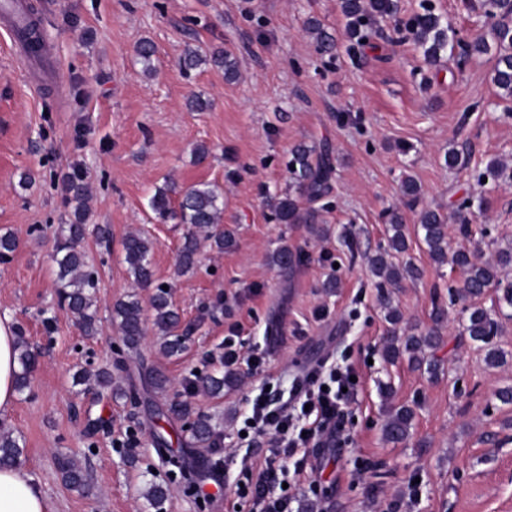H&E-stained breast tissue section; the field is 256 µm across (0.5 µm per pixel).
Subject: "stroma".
<instances>
[{
  "label": "stroma",
  "instance_id": "35a3bbf8",
  "mask_svg": "<svg viewBox=\"0 0 512 512\" xmlns=\"http://www.w3.org/2000/svg\"><path fill=\"white\" fill-rule=\"evenodd\" d=\"M37 33L49 39L63 70L60 82L33 92L0 41V234L18 249L0 261V319L23 327L39 353L28 390L0 417L25 448L20 467L49 497L53 512H250L237 484L255 479L244 454L264 455L265 439L251 450L239 432L260 388L287 391L325 357L351 365L357 378L332 447L310 458L294 489L295 512H512V405L495 398L512 387V321L497 343L503 365L490 368L458 328L460 306L448 289L460 280L450 266L429 258L413 239L422 210L448 221L451 249L481 250L492 259L512 245V179L478 183V170L512 156V100L491 81L490 56L466 69L442 60L427 66L407 30L422 4H431L469 38L491 39V24L466 0H398L397 19L380 18L370 45L356 54L340 0H43ZM318 21L336 39L335 57L320 56L307 31ZM153 42L152 71L135 48ZM223 48L237 61L227 80L210 65L183 72L186 46ZM212 103L189 110L192 96ZM306 143L328 150L333 172L326 196L315 202L320 237L308 224H280L272 197L294 191L287 168L291 148ZM205 145L208 157L191 150ZM460 162L448 167L449 152ZM82 169L93 185L92 221L110 225L109 246L85 243L98 264V336L83 335L58 304L54 232L68 208L62 177ZM34 183L19 185L22 173ZM412 176L418 201L404 196ZM200 181L224 191V228L234 242L224 251L202 246L199 266L175 276L187 225L161 222L149 199L166 182ZM482 200L471 221L485 236H461L457 203ZM398 211L409 254L422 271L395 294L403 320L390 324L361 256L386 241L383 215ZM141 230L153 243L156 282L170 285L185 333L176 357L159 349L146 330L128 357L111 318L117 300L150 289L134 283L123 261L122 239ZM306 260L291 270L271 265L281 245ZM335 278V292L322 283ZM446 303L442 343L434 356L438 378L407 361L385 363L387 338L427 331L434 302ZM236 336L242 354L261 352L265 364L223 362L224 339ZM110 368L113 389L85 388L75 374ZM163 371L168 393L147 391L142 368ZM234 374L237 383L214 397L190 385L210 375ZM393 387L384 399L380 383ZM189 401L210 418L211 444H195L185 421L167 412L172 399ZM408 406L414 419L407 441L383 436L390 407ZM181 455L201 490L187 494L171 475L163 452ZM71 456L89 472L84 490L67 486L57 460ZM166 487L161 505L149 484Z\"/></svg>",
  "mask_w": 512,
  "mask_h": 512
}]
</instances>
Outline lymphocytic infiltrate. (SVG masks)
I'll list each match as a JSON object with an SVG mask.
<instances>
[{
  "label": "lymphocytic infiltrate",
  "mask_w": 512,
  "mask_h": 512,
  "mask_svg": "<svg viewBox=\"0 0 512 512\" xmlns=\"http://www.w3.org/2000/svg\"><path fill=\"white\" fill-rule=\"evenodd\" d=\"M352 375L350 367L332 364L294 381L287 397L272 400L263 392L254 396L247 437L268 438L269 448L258 479L240 489L251 502V512H292L293 499L283 484L290 473L305 471L309 449L337 436Z\"/></svg>",
  "instance_id": "1"
}]
</instances>
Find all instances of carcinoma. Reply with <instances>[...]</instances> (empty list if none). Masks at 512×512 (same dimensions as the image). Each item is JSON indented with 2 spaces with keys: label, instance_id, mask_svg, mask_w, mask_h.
Here are the masks:
<instances>
[{
  "label": "carcinoma",
  "instance_id": "cac0c4a2",
  "mask_svg": "<svg viewBox=\"0 0 512 512\" xmlns=\"http://www.w3.org/2000/svg\"><path fill=\"white\" fill-rule=\"evenodd\" d=\"M341 11L346 20L347 32L353 44L360 46L362 41L371 38L376 17L391 16L396 12L394 0H341ZM480 7L485 17L493 21L494 44L483 39L463 40L458 31L451 27L448 19L425 5L422 12L411 18L406 26L413 33L416 48L430 65H437L447 57L461 67V61L470 60L476 55H492L494 59L493 83L502 97L512 98V4L509 0H481ZM308 31L315 41L316 50L322 55H332L335 43L316 20L308 22ZM139 62L144 69H152L155 47L149 41L141 42L136 49ZM209 61L224 71V77L234 78L236 60L222 49H214L203 55L197 49L185 50L181 67L188 71ZM288 169L295 176L297 193H286L276 198L274 214L281 224H313L315 211L302 206L301 198L315 202L323 197L329 188L333 168L327 154L314 146L300 143L290 151ZM65 199L70 208L68 222L58 225L55 231L53 259L57 265V292L61 305L73 315L85 335L98 334L97 309L95 308L98 290L97 270L83 247L85 238L92 234L99 242L110 240V228L104 224L89 225L90 187L87 175L73 171L64 183ZM476 198L468 196L458 204L461 217L459 232L468 237L472 228L466 214L471 212ZM150 208L156 218L166 222L174 220L186 224L193 230H203L211 245L222 250L231 244L224 234V191L215 184L200 183L186 188L170 182L160 188L150 200ZM387 224V244L379 246L372 255L365 256L369 271L374 278V288L386 311V319L397 324L401 313L392 305L393 290L406 279L415 280L421 275L412 258L407 256L409 240L404 231L400 216L389 211L384 215ZM417 235L425 244L430 259L437 265L451 263L459 271L460 284L448 287V301L465 303L467 316L462 323L463 333L484 351V362L495 368L504 363L505 353L499 348L495 338L501 335L503 321L512 319V281L503 279L501 272L512 268V246L500 248L495 257L484 261L471 251L458 250L448 253V224L436 209L421 212L417 225ZM123 260L130 275L139 285L152 284L151 253L152 243L139 231L126 234L123 239ZM305 256L287 245L278 247L272 253V263L281 270L292 269L303 263ZM199 262V241L191 232L185 236L180 247L176 266L177 275L193 270ZM492 288L496 293V309L488 310L473 303ZM140 300L132 295L126 300H118L113 305V319L118 323L121 336L127 346L137 345L144 333L146 320H151L156 334L160 336V350L168 357L178 356L184 350L182 334L179 333L180 316L175 308L171 293L163 285L155 286L150 299V316H145ZM19 372L16 376L17 390L29 388L37 355L24 337L22 327L16 328ZM440 338L435 331L411 333L400 341L390 340L382 348L383 360L393 364L405 359L408 364L429 376L436 377L439 363L428 357L426 351L439 346ZM235 378L209 376L202 380L206 392L213 396L224 393V387L234 385ZM414 413L401 406L391 413L383 427L385 438L392 443H401L410 437ZM192 434L198 443L205 446L214 434L210 419L200 417L193 421ZM24 448L18 438L4 424H0V469L18 468L23 463ZM58 470L65 483L82 489L85 487L84 471L81 464L70 457L58 460Z\"/></svg>",
  "mask_w": 512,
  "mask_h": 512
}]
</instances>
